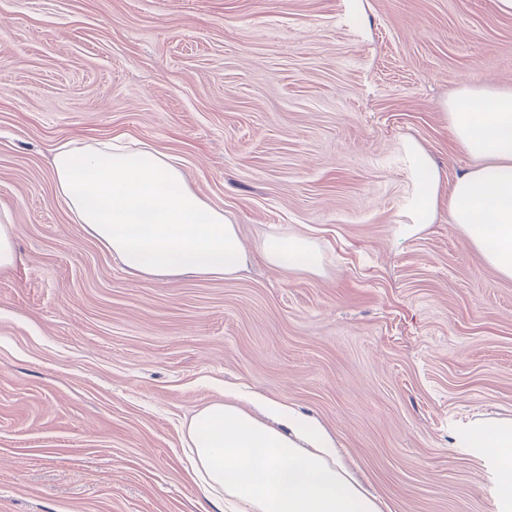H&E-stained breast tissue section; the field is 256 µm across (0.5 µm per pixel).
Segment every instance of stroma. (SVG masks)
<instances>
[{
    "label": "stroma",
    "mask_w": 512,
    "mask_h": 512,
    "mask_svg": "<svg viewBox=\"0 0 512 512\" xmlns=\"http://www.w3.org/2000/svg\"><path fill=\"white\" fill-rule=\"evenodd\" d=\"M506 82L492 0H0V512H218L185 428L229 393L319 419L385 512H499L455 440L512 419V280L451 222L443 103ZM115 136L182 160L244 272L147 281L73 223L52 151ZM408 138L441 175L412 235ZM274 233L319 270L266 263ZM6 224L0 220V271L13 267L19 260L15 246L14 224L5 215Z\"/></svg>",
    "instance_id": "stroma-1"
}]
</instances>
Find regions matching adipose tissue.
<instances>
[{
  "mask_svg": "<svg viewBox=\"0 0 512 512\" xmlns=\"http://www.w3.org/2000/svg\"><path fill=\"white\" fill-rule=\"evenodd\" d=\"M445 116L474 159L448 196L452 221L512 279V85L460 87ZM403 150L418 168V228L434 221L440 176L414 139H405ZM52 170L56 195L75 223L143 279H224L247 264L237 225L189 186L176 157L149 143L69 140L55 148ZM259 249L283 270L320 263L297 236L263 239ZM460 441L495 459L501 512H512V420L475 421ZM187 445L193 482L233 512H383L382 500L339 461L321 424L286 403L266 402L260 417L212 403L190 420Z\"/></svg>",
  "mask_w": 512,
  "mask_h": 512,
  "instance_id": "adipose-tissue-1",
  "label": "adipose tissue"
}]
</instances>
